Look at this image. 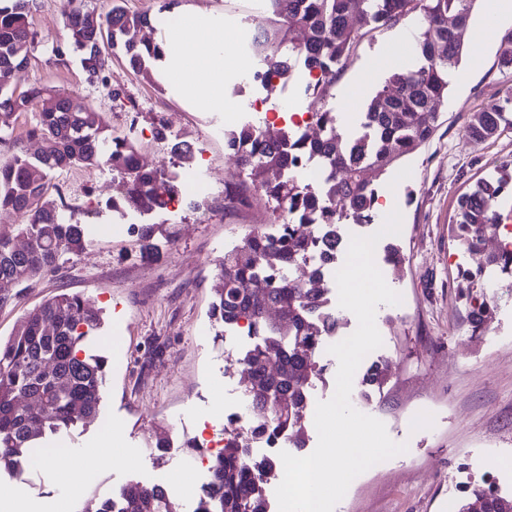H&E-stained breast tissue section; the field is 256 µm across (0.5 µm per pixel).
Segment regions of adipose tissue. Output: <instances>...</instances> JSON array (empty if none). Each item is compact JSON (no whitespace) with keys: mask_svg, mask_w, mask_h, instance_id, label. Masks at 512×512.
I'll return each mask as SVG.
<instances>
[{"mask_svg":"<svg viewBox=\"0 0 512 512\" xmlns=\"http://www.w3.org/2000/svg\"><path fill=\"white\" fill-rule=\"evenodd\" d=\"M160 44L165 53L164 77L189 100L215 111L224 109V85L248 61L224 48V19L197 11H182L176 27Z\"/></svg>","mask_w":512,"mask_h":512,"instance_id":"ef3b65f1","label":"adipose tissue"}]
</instances>
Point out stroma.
I'll return each mask as SVG.
<instances>
[{
	"label": "stroma",
	"instance_id": "stroma-1",
	"mask_svg": "<svg viewBox=\"0 0 512 512\" xmlns=\"http://www.w3.org/2000/svg\"><path fill=\"white\" fill-rule=\"evenodd\" d=\"M104 14L113 0H34L29 16L35 43L24 67L5 79L6 91L21 93L42 84L81 98L101 113L114 133L129 136L140 155L177 170L168 142L159 140L161 118L182 114L171 133L206 140L196 166L221 178L238 174L223 138H209L211 116L188 105L169 88L137 76L121 57H113L106 83L86 80L79 58L57 63L53 50L70 39L66 5ZM184 8L223 16L230 32L242 37L254 0H181ZM419 15L371 32L340 70L334 92L337 111L357 117L365 96L382 87L395 65L412 67L400 39ZM512 22L491 31L480 57H466L462 77L453 81L439 125L430 141L384 177V192L402 214V230L382 245L400 246L402 264L391 284L398 305L379 304L375 323L382 347L372 360L388 365L383 391L364 390L366 365L353 378L352 405L382 421L390 438L407 444L405 453L378 463L356 477L334 512H448V501L498 478L512 493V288L496 282L461 293L458 274L471 258L449 233L458 197L497 166L512 158V131L477 142L468 134L473 112L495 102L508 77L498 63L500 39ZM360 87L362 99L349 91ZM111 166L72 168L52 176L46 198L67 201L69 214L100 228L91 249L24 292L17 305L0 310V337L13 333L24 313L63 293L79 294L98 309L103 325L95 343L109 360L103 405L97 418L54 439L70 458L86 456L100 443L122 459L139 453L140 467L157 466L148 444L157 428L178 441L197 427L217 424L227 401L225 338L209 318L211 285L226 251L274 220L271 204L254 192L242 208H228L221 193L187 194L179 218L168 223L171 240L145 255L136 237L112 226V215H89L91 199L112 194ZM486 308L482 326L471 317ZM120 463L97 464L82 480L67 478L64 467L31 466L34 483L27 499L34 512H52L67 499L79 512L93 495L110 493L129 478Z\"/></svg>",
	"mask_w": 512,
	"mask_h": 512
}]
</instances>
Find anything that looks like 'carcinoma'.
I'll list each match as a JSON object with an SVG mask.
<instances>
[{"instance_id": "1", "label": "carcinoma", "mask_w": 512, "mask_h": 512, "mask_svg": "<svg viewBox=\"0 0 512 512\" xmlns=\"http://www.w3.org/2000/svg\"><path fill=\"white\" fill-rule=\"evenodd\" d=\"M477 0H263L264 25L253 35L254 55L282 73L302 67L320 71L316 96L334 98L336 74L363 39L374 29L389 27L417 12L421 25L413 52L420 61L414 69L392 72L362 112L360 131L346 132L325 110L320 139L307 152L323 166L319 189L310 192L299 172L289 173L288 154L303 142L302 134L285 127L268 135L257 124L224 134V148L236 153L250 171L255 191L276 201L278 230L256 233L244 244L224 253L212 287L209 316L221 328L247 322L251 344L242 352L249 381L257 396L271 392L278 407L255 408L259 418L243 434L228 441L211 462L209 491L187 504L171 497L161 486L123 489L120 507L113 510L107 497L89 499L80 512H269L265 458L248 456L247 441L284 435L295 448H305L310 436L308 418L314 384L323 379L320 362L323 336L338 326L317 296L280 272L307 262L313 252L331 258L337 241L318 236L314 215L330 225L362 224L375 217L381 177L395 164L418 151L437 128L439 108L448 99L451 74L465 53L459 32L467 29ZM33 0H0V65L26 63L35 35L28 15ZM362 19L349 22L351 13ZM87 13L67 14L71 41L54 50L64 62L67 53L80 57L91 82L107 81L108 56L101 54V34L89 26ZM110 49H120L136 73L149 74L163 60L158 43L139 33L152 27L148 13H130L116 4L104 15ZM500 67L512 71V32L498 50ZM41 106L27 137L40 143L30 155L22 150L0 164V208L22 217L18 236L25 246L0 236V280L19 290L0 293V310L15 302L64 262L92 246L82 224H73L65 206L44 197L50 176L75 167L112 166L130 184L119 206L143 213L156 211L161 196L178 188L176 176L164 168L136 163V147L127 137L112 132L84 101L34 85L17 97L0 88V109L26 111ZM512 130V85L495 103L473 113L470 136L484 141ZM512 200V160L476 187L459 196L453 237L467 251H481L494 234L495 217ZM159 224L135 229L141 249L153 243ZM101 317L76 294L56 295L28 311L16 331L0 339V472L13 470L19 461L44 447L45 440L69 434L100 412L108 376L107 357L91 345V333ZM387 370L372 366L364 383L383 389ZM33 401L31 405L21 400ZM477 496L485 512H512V497L499 495L486 484Z\"/></svg>"}]
</instances>
